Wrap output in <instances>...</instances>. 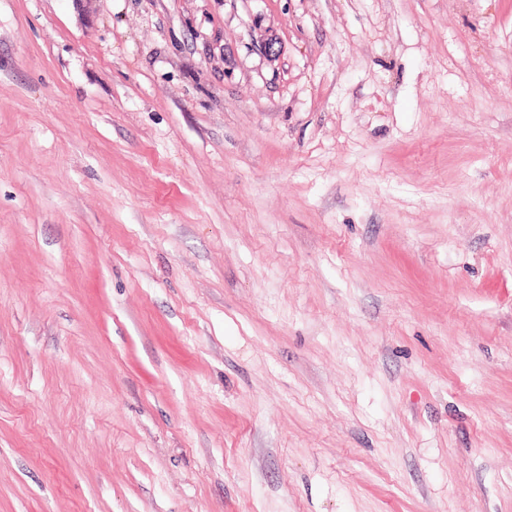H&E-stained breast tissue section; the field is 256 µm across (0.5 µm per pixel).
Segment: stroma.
<instances>
[{"mask_svg":"<svg viewBox=\"0 0 512 512\" xmlns=\"http://www.w3.org/2000/svg\"><path fill=\"white\" fill-rule=\"evenodd\" d=\"M0 512H512V0H0Z\"/></svg>","mask_w":512,"mask_h":512,"instance_id":"35a3bbf8","label":"stroma"}]
</instances>
